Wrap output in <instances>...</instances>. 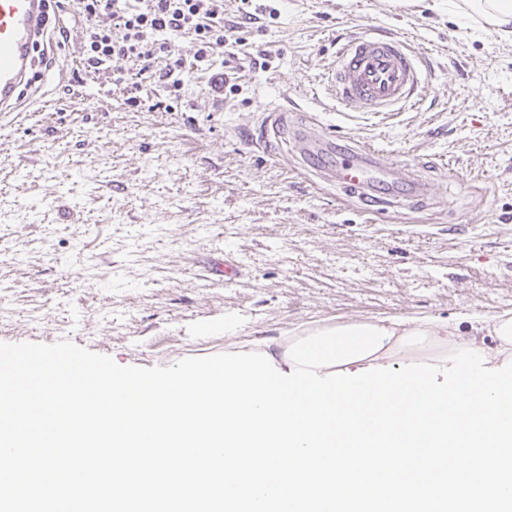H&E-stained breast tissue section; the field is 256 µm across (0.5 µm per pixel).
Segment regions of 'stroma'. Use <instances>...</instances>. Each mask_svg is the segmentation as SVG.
Returning <instances> with one entry per match:
<instances>
[{"mask_svg":"<svg viewBox=\"0 0 512 512\" xmlns=\"http://www.w3.org/2000/svg\"><path fill=\"white\" fill-rule=\"evenodd\" d=\"M245 32L267 67L178 102L152 74L88 76L72 21L41 93L0 114V342L67 339L122 366H169L313 325L512 313V41L449 0H279ZM424 57L431 91L383 119L334 102L350 36ZM137 104H130V96ZM378 146L428 184L376 215L320 178L299 138ZM235 260L237 282L213 273Z\"/></svg>","mask_w":512,"mask_h":512,"instance_id":"1","label":"stroma"}]
</instances>
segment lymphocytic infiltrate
<instances>
[{
	"instance_id": "lymphocytic-infiltrate-1",
	"label": "lymphocytic infiltrate",
	"mask_w": 512,
	"mask_h": 512,
	"mask_svg": "<svg viewBox=\"0 0 512 512\" xmlns=\"http://www.w3.org/2000/svg\"><path fill=\"white\" fill-rule=\"evenodd\" d=\"M242 10L235 25L224 24V0H75L76 14L85 28L79 59L85 71L98 75H123L130 69H152L159 56L168 64L156 72L158 83L176 100L184 78L192 69L208 71V87L223 94L232 77L218 69L219 57L236 60L241 34L268 7L259 0H240ZM191 37L192 60H184L172 48L175 36Z\"/></svg>"
}]
</instances>
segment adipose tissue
<instances>
[{
    "mask_svg": "<svg viewBox=\"0 0 512 512\" xmlns=\"http://www.w3.org/2000/svg\"><path fill=\"white\" fill-rule=\"evenodd\" d=\"M459 7L482 18L504 38H512V0H461ZM472 329V334L466 335L457 325L431 318L365 319L315 326L278 338L281 357L276 365L284 372L304 368L323 376L397 361L408 364L414 362L418 350L427 346L440 356L451 354L459 343L477 347L481 333L493 336L497 342L495 349L485 353L492 366H502L504 360L512 358V314L473 317Z\"/></svg>",
    "mask_w": 512,
    "mask_h": 512,
    "instance_id": "1",
    "label": "adipose tissue"
}]
</instances>
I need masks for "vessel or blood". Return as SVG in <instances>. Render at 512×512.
Instances as JSON below:
<instances>
[{"mask_svg": "<svg viewBox=\"0 0 512 512\" xmlns=\"http://www.w3.org/2000/svg\"><path fill=\"white\" fill-rule=\"evenodd\" d=\"M47 0H0V112L17 111L21 91L31 83L34 48H53L45 23ZM427 89L424 64L409 44L395 35L366 34L348 40L337 53L330 93L339 102L384 116L416 104ZM322 164L353 191L363 190L365 169L380 163V152L361 144L356 158L337 159L317 151Z\"/></svg>", "mask_w": 512, "mask_h": 512, "instance_id": "1", "label": "vessel or blood"}]
</instances>
